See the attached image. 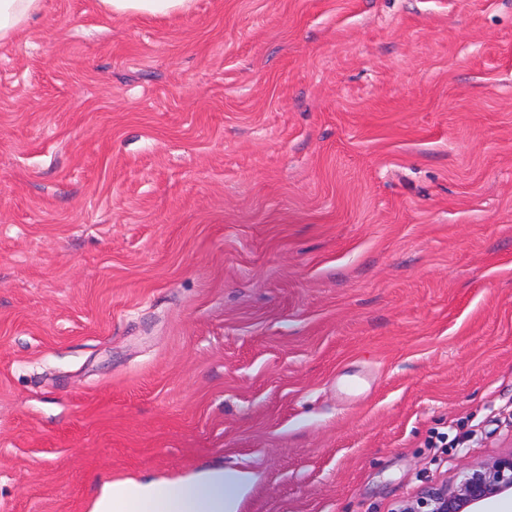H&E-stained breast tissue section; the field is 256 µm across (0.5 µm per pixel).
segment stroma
Returning a JSON list of instances; mask_svg holds the SVG:
<instances>
[{
    "instance_id": "stroma-1",
    "label": "stroma",
    "mask_w": 512,
    "mask_h": 512,
    "mask_svg": "<svg viewBox=\"0 0 512 512\" xmlns=\"http://www.w3.org/2000/svg\"><path fill=\"white\" fill-rule=\"evenodd\" d=\"M512 449V0H44L0 43V512L241 474L396 512ZM192 0H101L114 15L130 12L149 16H167L189 10Z\"/></svg>"
}]
</instances>
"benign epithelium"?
<instances>
[{
  "mask_svg": "<svg viewBox=\"0 0 512 512\" xmlns=\"http://www.w3.org/2000/svg\"><path fill=\"white\" fill-rule=\"evenodd\" d=\"M512 495V449L487 467L472 468L460 481L429 487L400 512H480L487 499Z\"/></svg>",
  "mask_w": 512,
  "mask_h": 512,
  "instance_id": "benign-epithelium-1",
  "label": "benign epithelium"
}]
</instances>
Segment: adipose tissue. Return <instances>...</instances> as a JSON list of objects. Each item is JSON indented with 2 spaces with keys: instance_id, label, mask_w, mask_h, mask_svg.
Segmentation results:
<instances>
[{
  "instance_id": "ef3b65f1",
  "label": "adipose tissue",
  "mask_w": 512,
  "mask_h": 512,
  "mask_svg": "<svg viewBox=\"0 0 512 512\" xmlns=\"http://www.w3.org/2000/svg\"><path fill=\"white\" fill-rule=\"evenodd\" d=\"M43 0H0V43L24 31ZM238 475L203 472L170 485L154 481L102 483L89 512H237Z\"/></svg>"
}]
</instances>
